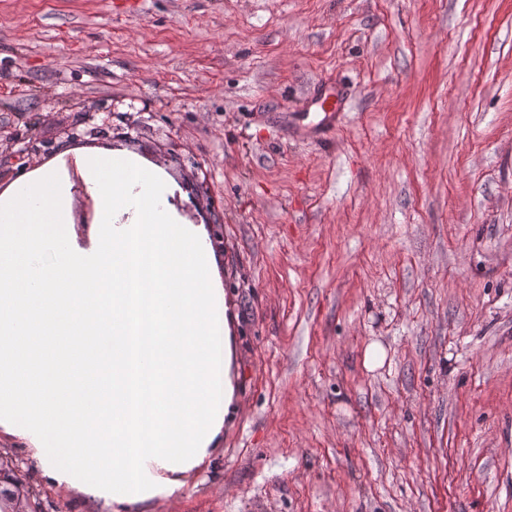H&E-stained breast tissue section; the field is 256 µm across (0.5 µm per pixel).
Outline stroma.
I'll return each instance as SVG.
<instances>
[{"mask_svg":"<svg viewBox=\"0 0 512 512\" xmlns=\"http://www.w3.org/2000/svg\"><path fill=\"white\" fill-rule=\"evenodd\" d=\"M322 78L354 94L326 140L287 121ZM63 144L224 217L237 409L129 512H512V0H0V188Z\"/></svg>","mask_w":512,"mask_h":512,"instance_id":"35a3bbf8","label":"stroma"}]
</instances>
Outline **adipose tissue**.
<instances>
[{"label":"adipose tissue","instance_id":"obj_1","mask_svg":"<svg viewBox=\"0 0 512 512\" xmlns=\"http://www.w3.org/2000/svg\"><path fill=\"white\" fill-rule=\"evenodd\" d=\"M75 156L96 201L88 243L56 166L0 189V439L47 488L127 512L213 461L237 338L209 232L180 214L173 177L122 147Z\"/></svg>","mask_w":512,"mask_h":512}]
</instances>
